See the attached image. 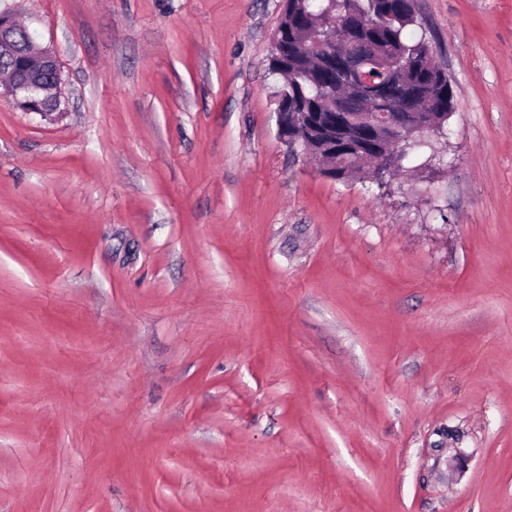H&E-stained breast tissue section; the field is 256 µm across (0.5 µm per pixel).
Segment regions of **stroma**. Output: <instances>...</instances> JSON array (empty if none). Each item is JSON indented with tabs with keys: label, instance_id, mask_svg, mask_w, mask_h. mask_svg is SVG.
Instances as JSON below:
<instances>
[{
	"label": "stroma",
	"instance_id": "35a3bbf8",
	"mask_svg": "<svg viewBox=\"0 0 512 512\" xmlns=\"http://www.w3.org/2000/svg\"><path fill=\"white\" fill-rule=\"evenodd\" d=\"M0 512H512V0H416L442 163L277 132L283 0H0ZM0 60L11 76L8 90L19 109L44 116L58 110L62 77L55 55L39 47L7 10H0ZM372 158L364 155H348L343 153L336 154V165H342L341 173L336 172V179L357 178L373 180L374 175H370L367 164L372 162Z\"/></svg>",
	"mask_w": 512,
	"mask_h": 512
}]
</instances>
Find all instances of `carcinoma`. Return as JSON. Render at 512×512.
Here are the masks:
<instances>
[{
	"instance_id": "obj_1",
	"label": "carcinoma",
	"mask_w": 512,
	"mask_h": 512,
	"mask_svg": "<svg viewBox=\"0 0 512 512\" xmlns=\"http://www.w3.org/2000/svg\"><path fill=\"white\" fill-rule=\"evenodd\" d=\"M362 22L357 36L369 44L370 64L366 81L376 89L390 86L397 78L416 86L421 92L417 105L424 112L436 114L440 128L437 137L446 135V121L453 111L454 90L448 76L436 69L433 53L425 37L411 34L417 24L414 0H287L278 31L281 33L279 58L268 59V70L286 68L285 92L290 112H325L328 110L329 72L317 63L319 53L343 45L335 43L336 34L348 25ZM422 141L406 134L398 144L402 158L396 167L411 160ZM364 155L336 154L341 173L336 179H373Z\"/></svg>"
}]
</instances>
